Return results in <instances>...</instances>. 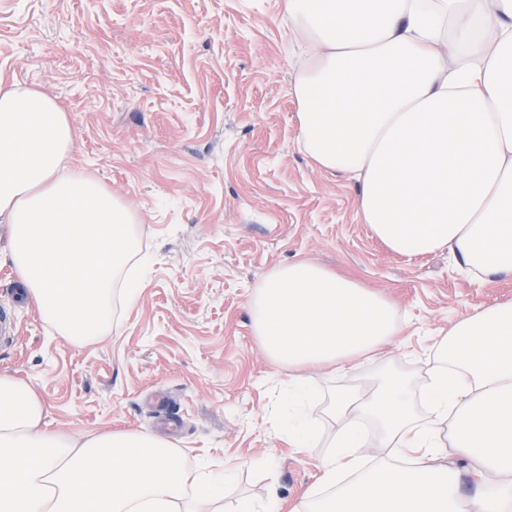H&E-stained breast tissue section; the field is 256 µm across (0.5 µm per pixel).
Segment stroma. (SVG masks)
<instances>
[{
	"mask_svg": "<svg viewBox=\"0 0 512 512\" xmlns=\"http://www.w3.org/2000/svg\"><path fill=\"white\" fill-rule=\"evenodd\" d=\"M282 0H0V84L38 89L67 112L65 169L92 175L134 214L143 288L94 343L49 332L18 277L0 224V307L19 325L0 372L40 396L49 430L174 435L187 466L232 464L224 506L315 489L336 430V393L357 375L306 369L312 447H288L287 367L254 336L248 302L274 268L302 259L394 301L401 334L389 365L414 388L457 317L512 301V277L466 275L445 252H391L357 219V182L300 149L292 87L299 49ZM166 408L150 405L152 394Z\"/></svg>",
	"mask_w": 512,
	"mask_h": 512,
	"instance_id": "1",
	"label": "stroma"
}]
</instances>
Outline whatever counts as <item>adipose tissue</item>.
Listing matches in <instances>:
<instances>
[{"label": "adipose tissue", "instance_id": "ef3b65f1", "mask_svg": "<svg viewBox=\"0 0 512 512\" xmlns=\"http://www.w3.org/2000/svg\"><path fill=\"white\" fill-rule=\"evenodd\" d=\"M310 58L296 77L299 144L358 184L357 217L392 252L445 251L473 277L512 275V0H283ZM66 112L0 87V223L8 258L47 327L84 345L112 330L134 217L99 182L64 173ZM271 359L294 370L284 432L304 448L301 375L356 373L401 332L396 306L302 260L248 303ZM420 397L385 379L336 395L316 490L236 512H512V301L456 319L434 345ZM427 417H414L415 402ZM41 398L0 373V512H223L228 472L186 467L150 433L81 438L45 428ZM467 463L458 473L449 457Z\"/></svg>", "mask_w": 512, "mask_h": 512}]
</instances>
